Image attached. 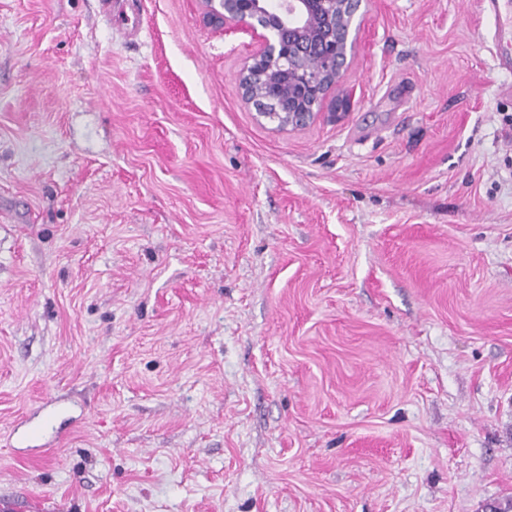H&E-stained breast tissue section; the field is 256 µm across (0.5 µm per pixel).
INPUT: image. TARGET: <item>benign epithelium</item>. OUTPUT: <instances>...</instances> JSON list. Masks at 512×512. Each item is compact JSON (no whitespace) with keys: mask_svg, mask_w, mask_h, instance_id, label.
I'll list each match as a JSON object with an SVG mask.
<instances>
[{"mask_svg":"<svg viewBox=\"0 0 512 512\" xmlns=\"http://www.w3.org/2000/svg\"><path fill=\"white\" fill-rule=\"evenodd\" d=\"M363 0H204L208 17L227 30L243 28L257 43L238 73L242 98L267 100L257 120L279 131L313 123L327 101L346 112L356 91L344 76L359 52Z\"/></svg>","mask_w":512,"mask_h":512,"instance_id":"7a95c632","label":"benign epithelium"}]
</instances>
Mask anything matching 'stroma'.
Segmentation results:
<instances>
[{"label": "stroma", "mask_w": 512, "mask_h": 512, "mask_svg": "<svg viewBox=\"0 0 512 512\" xmlns=\"http://www.w3.org/2000/svg\"><path fill=\"white\" fill-rule=\"evenodd\" d=\"M0 0V512L512 497V48L364 0L300 131L202 0Z\"/></svg>", "instance_id": "1"}]
</instances>
